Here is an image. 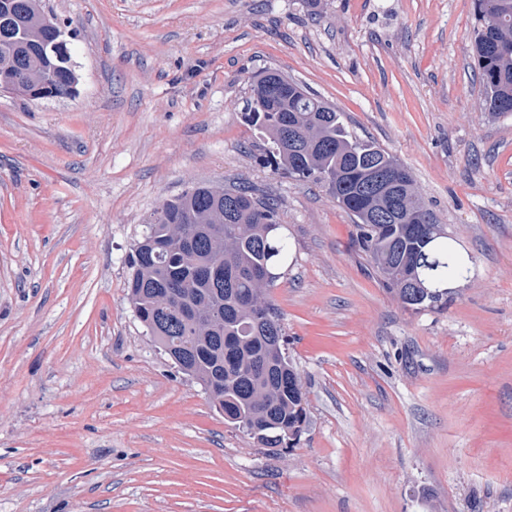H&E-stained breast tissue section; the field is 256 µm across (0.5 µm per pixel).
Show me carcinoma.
Returning a JSON list of instances; mask_svg holds the SVG:
<instances>
[{"mask_svg": "<svg viewBox=\"0 0 512 512\" xmlns=\"http://www.w3.org/2000/svg\"><path fill=\"white\" fill-rule=\"evenodd\" d=\"M0 9V64L11 62L19 80L15 91L27 94L38 83L52 84L57 97L76 92L77 77L70 24L43 27L42 0H6ZM475 64L488 111L512 112V0H475ZM246 118L264 134L266 162L300 180L319 181L354 219L355 242L387 286L411 309L444 308L449 291L438 284L463 279L469 258L448 241L419 198L412 176L390 188L405 206L416 205L425 224H378L366 208L392 206L388 196L363 201L359 183L391 174L399 164L372 142H360L346 130L338 112L323 111V101L304 87L281 100L268 99L261 80L252 83ZM278 201L244 185L190 187L165 201L144 225L127 256L132 270L128 296L147 333L163 352L195 379L224 418L265 448H287L305 430L306 392L300 373L273 345L270 333L284 336L273 305L267 324L255 323L251 299L266 300L288 248L281 234ZM166 289L175 305L195 316L162 313L154 291Z\"/></svg>", "mask_w": 512, "mask_h": 512, "instance_id": "carcinoma-1", "label": "carcinoma"}]
</instances>
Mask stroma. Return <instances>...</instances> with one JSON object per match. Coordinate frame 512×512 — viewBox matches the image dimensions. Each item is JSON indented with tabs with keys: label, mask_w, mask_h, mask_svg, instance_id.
Here are the masks:
<instances>
[{
	"label": "stroma",
	"mask_w": 512,
	"mask_h": 512,
	"mask_svg": "<svg viewBox=\"0 0 512 512\" xmlns=\"http://www.w3.org/2000/svg\"><path fill=\"white\" fill-rule=\"evenodd\" d=\"M67 99L0 91V512H512V113L485 106L474 0H44ZM282 71L410 172L471 274L405 307L322 184L260 161ZM206 182L274 194L268 290L308 425L270 451L127 299L145 219Z\"/></svg>",
	"instance_id": "35a3bbf8"
}]
</instances>
